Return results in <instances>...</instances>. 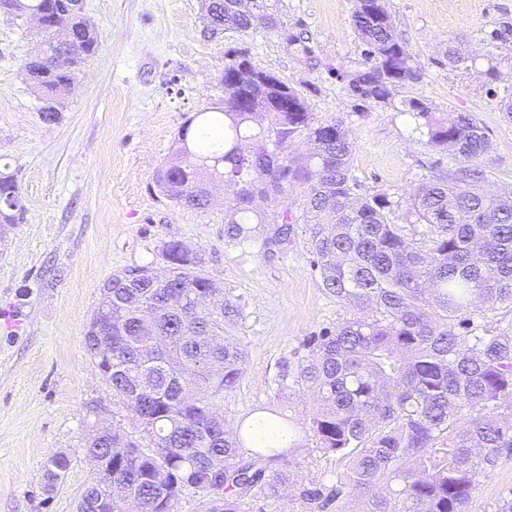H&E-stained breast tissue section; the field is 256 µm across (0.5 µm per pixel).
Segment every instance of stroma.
I'll list each match as a JSON object with an SVG mask.
<instances>
[{
  "instance_id": "35a3bbf8",
  "label": "stroma",
  "mask_w": 512,
  "mask_h": 512,
  "mask_svg": "<svg viewBox=\"0 0 512 512\" xmlns=\"http://www.w3.org/2000/svg\"><path fill=\"white\" fill-rule=\"evenodd\" d=\"M99 51L64 95L57 122L23 71L44 39L25 20L0 13V173L15 174L24 215L0 234V512H75L93 471L84 445L97 425L142 434L130 412L96 375L83 343L104 282L139 266L165 268L164 245L197 250L202 272L239 313L224 327L247 350L244 374L225 393L227 421L257 409L285 411L302 444L292 452L294 483L328 482L344 470L339 455L317 449L307 426L308 390L277 386L283 363L297 364L309 336L335 326L348 307L322 286L310 265L306 227L288 246L267 252L265 231L245 244L224 234V187L208 210L177 206L155 187L180 128L220 102L227 36L202 33V0H83ZM291 26L312 38L317 67L289 53L274 34L248 45L254 65L304 92L320 121L340 119L354 143L353 166L365 192H413L436 154L413 122L390 106L360 104L328 68H356L353 0H280ZM398 32L422 68L404 94L442 112L474 113L492 143L480 158L486 188L512 191V65L487 86L482 72L502 46L512 47V0H387ZM473 56L469 71L443 64L448 42ZM71 465L44 490L47 455ZM512 497V460L480 477L469 512H499Z\"/></svg>"
}]
</instances>
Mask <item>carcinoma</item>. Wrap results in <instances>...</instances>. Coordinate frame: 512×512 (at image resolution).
I'll return each instance as SVG.
<instances>
[{
  "mask_svg": "<svg viewBox=\"0 0 512 512\" xmlns=\"http://www.w3.org/2000/svg\"><path fill=\"white\" fill-rule=\"evenodd\" d=\"M279 0H204L205 33L242 38L273 32L293 54L317 65L315 47L277 10ZM386 0H354L351 24L357 68L335 71L348 95L375 106L393 105L394 92L417 83L422 69L398 34ZM35 22L47 34L24 64L41 94L44 120L59 118L58 95L98 51L95 27L77 0H0V13ZM448 65L468 70L474 59L457 45ZM223 106L188 120L174 154L155 175L169 201L188 209L211 204L210 182L237 183L224 201V234L237 243L271 224L264 246L288 243L292 225L307 226L312 267L322 287L352 309L332 330L307 339V355L283 364L278 382L293 379L313 395L310 430L318 449L347 460L329 483L302 486L304 512H333L360 491L362 512H468L478 477L512 456V331L487 323L512 311V194L489 193L477 160L491 149L488 133L469 112L446 113L414 98L399 112L416 122L440 158L402 208L388 192L362 193L353 170L354 144L343 121L316 120L308 98L272 71L256 67L247 48L225 52ZM304 138L309 149L290 148ZM451 156L455 167L442 166ZM305 188L302 214L269 212L288 189ZM16 177L0 174V224L23 214ZM169 279L134 282L112 275V363L96 359L94 337L84 346L94 370L132 414L149 440L115 452L124 433L95 429L85 454L112 470L124 496H96L95 479L76 512H177L193 490L205 512H242L261 498L260 512H276L290 483L286 444L297 447L292 422L280 417L281 443L254 440L268 409L226 425L218 401L243 375L244 346L224 335L230 304L212 315L200 303L215 282L202 259L179 240L163 249ZM164 442V451L154 448ZM71 465L64 452L45 462L51 492Z\"/></svg>",
  "mask_w": 512,
  "mask_h": 512,
  "instance_id": "1",
  "label": "carcinoma"
}]
</instances>
